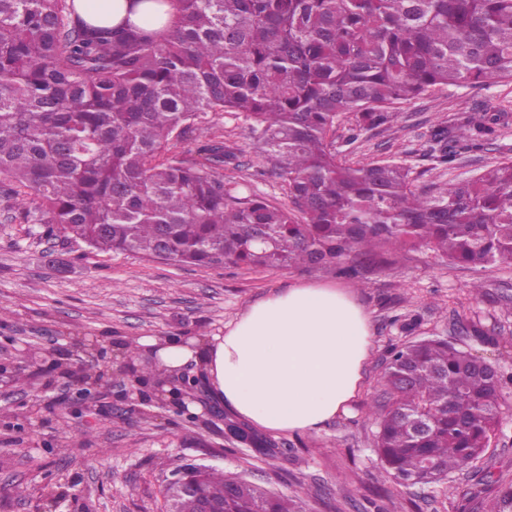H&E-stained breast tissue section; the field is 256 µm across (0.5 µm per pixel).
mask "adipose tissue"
Wrapping results in <instances>:
<instances>
[{
  "label": "adipose tissue",
  "instance_id": "ef3b65f1",
  "mask_svg": "<svg viewBox=\"0 0 512 512\" xmlns=\"http://www.w3.org/2000/svg\"><path fill=\"white\" fill-rule=\"evenodd\" d=\"M364 309L346 290L294 285L250 304L220 335L140 344L159 367L200 360L215 398L275 435L317 433L359 395L371 348Z\"/></svg>",
  "mask_w": 512,
  "mask_h": 512
}]
</instances>
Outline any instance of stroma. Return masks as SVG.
<instances>
[{
    "instance_id": "1",
    "label": "stroma",
    "mask_w": 512,
    "mask_h": 512,
    "mask_svg": "<svg viewBox=\"0 0 512 512\" xmlns=\"http://www.w3.org/2000/svg\"><path fill=\"white\" fill-rule=\"evenodd\" d=\"M393 128L349 142L340 120L336 146L347 160L406 164L416 186L472 177L512 159V82L437 91L400 105ZM500 115L488 150L435 167L430 135L438 124ZM200 135L238 156L226 179L281 205L289 199L259 155L246 123L232 112L208 116ZM348 290L370 319L372 347L361 392L347 414L319 433L280 435L266 457L224 439L223 426L191 423L158 404L122 417L88 409L79 383L48 370L59 349L111 394L112 369L145 336L201 339L224 331L249 304L293 284ZM482 284L475 293L474 284ZM0 512H165L176 470L202 466L301 500L306 512H489L501 485L512 484V388L503 391L500 425L484 455L430 485L395 483L374 451V408L384 401L383 373L396 345L441 336L502 373H512V264L480 270L405 249L393 265L363 279L335 267L237 269L177 266L131 254L103 253L47 233L42 224L9 221L0 208Z\"/></svg>"
}]
</instances>
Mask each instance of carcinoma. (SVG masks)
I'll list each match as a JSON object with an SVG mask.
<instances>
[{
    "instance_id": "1",
    "label": "carcinoma",
    "mask_w": 512,
    "mask_h": 512,
    "mask_svg": "<svg viewBox=\"0 0 512 512\" xmlns=\"http://www.w3.org/2000/svg\"><path fill=\"white\" fill-rule=\"evenodd\" d=\"M146 20L90 22L74 0H0V201L102 252L175 264L359 277L424 248L451 264L512 262V160L418 189L393 160L339 158L400 105L448 87L512 82V0H133ZM248 122L286 208L224 180L235 154L202 139L210 114ZM497 117L442 126L431 157L486 149ZM376 448L397 484L437 481L480 457L506 379L446 338L393 348ZM234 441L269 442L227 420ZM224 512L302 502L205 472ZM491 512H512V484Z\"/></svg>"
}]
</instances>
